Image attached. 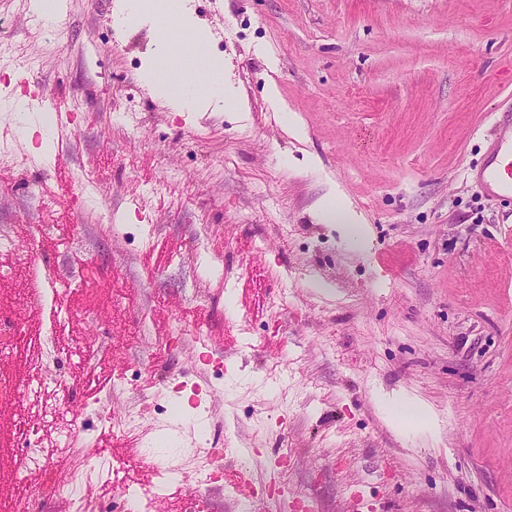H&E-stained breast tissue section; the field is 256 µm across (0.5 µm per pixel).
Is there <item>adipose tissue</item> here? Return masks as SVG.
<instances>
[{
    "mask_svg": "<svg viewBox=\"0 0 512 512\" xmlns=\"http://www.w3.org/2000/svg\"><path fill=\"white\" fill-rule=\"evenodd\" d=\"M131 7L137 14L153 20L158 40V55L169 72L171 80L164 82L162 91L174 103L187 106L198 97L205 95L219 96L224 92L223 79L220 75L222 65L219 60L209 57L203 49V37L197 32L191 22L182 16H170L158 10L149 9L144 0H132ZM179 27L192 44L196 56L193 69H182L177 61L179 56L168 37V26Z\"/></svg>",
    "mask_w": 512,
    "mask_h": 512,
    "instance_id": "obj_1",
    "label": "adipose tissue"
}]
</instances>
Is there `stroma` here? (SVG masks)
Returning a JSON list of instances; mask_svg holds the SVG:
<instances>
[{
    "label": "stroma",
    "mask_w": 512,
    "mask_h": 512,
    "mask_svg": "<svg viewBox=\"0 0 512 512\" xmlns=\"http://www.w3.org/2000/svg\"><path fill=\"white\" fill-rule=\"evenodd\" d=\"M46 2L55 46L32 0H0V96L56 104L23 127L0 117L17 156L0 170L17 245L0 251V313L29 342L0 351V380H31L54 337L57 397L112 465L90 482L97 512H121L99 494L116 480L173 512L197 496L243 512L227 482L165 481L127 455L109 409L158 396L172 414L145 416L147 437L177 449L201 419L225 470L280 489L282 512L299 488L313 512H512V200L469 173L512 103V0H167L223 61L231 107L169 103L152 23L113 29L114 0ZM87 171L93 203L69 201ZM337 201L367 245L321 217ZM385 395L433 429L396 431ZM37 412L0 399V501L61 512L39 472L15 474L13 424Z\"/></svg>",
    "instance_id": "35a3bbf8"
}]
</instances>
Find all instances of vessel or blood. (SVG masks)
Masks as SVG:
<instances>
[{"instance_id": "1", "label": "vessel or blood", "mask_w": 512, "mask_h": 512, "mask_svg": "<svg viewBox=\"0 0 512 512\" xmlns=\"http://www.w3.org/2000/svg\"><path fill=\"white\" fill-rule=\"evenodd\" d=\"M473 179L487 196L512 198V112H501L494 139L480 167L471 171Z\"/></svg>"}]
</instances>
